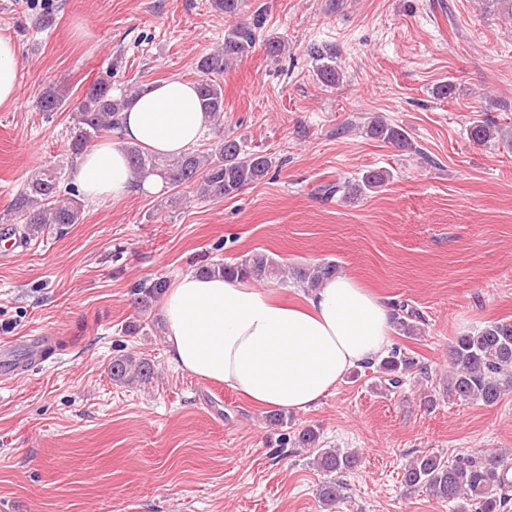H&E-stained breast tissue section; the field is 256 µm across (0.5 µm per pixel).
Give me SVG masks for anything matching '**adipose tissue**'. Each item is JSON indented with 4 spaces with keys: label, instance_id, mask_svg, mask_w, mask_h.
Listing matches in <instances>:
<instances>
[{
    "label": "adipose tissue",
    "instance_id": "1",
    "mask_svg": "<svg viewBox=\"0 0 512 512\" xmlns=\"http://www.w3.org/2000/svg\"><path fill=\"white\" fill-rule=\"evenodd\" d=\"M23 61L0 36V107L17 101ZM208 118L195 83L171 77L144 87L122 113L118 137L77 158L73 182L90 202L161 193L162 178L139 176L125 146L161 157L186 153ZM169 362L203 381L223 383L263 407L307 411L320 404L353 367L375 360L389 336L385 302L348 276L322 282L302 308L237 278L189 272L162 303Z\"/></svg>",
    "mask_w": 512,
    "mask_h": 512
}]
</instances>
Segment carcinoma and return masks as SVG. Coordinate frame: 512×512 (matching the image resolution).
Listing matches in <instances>:
<instances>
[{"label": "carcinoma", "mask_w": 512, "mask_h": 512, "mask_svg": "<svg viewBox=\"0 0 512 512\" xmlns=\"http://www.w3.org/2000/svg\"><path fill=\"white\" fill-rule=\"evenodd\" d=\"M263 19L255 17L250 23H238L224 32L222 48L202 56L197 63L199 80L198 97L202 112L210 121L219 123L224 116V91L216 77L227 71L235 62L255 47ZM310 54L316 62L318 80L326 87H334L343 79L336 65V53L313 46ZM137 85L126 87L120 95L112 93V70L94 81L77 106L70 113L69 150L80 155L94 141L112 132L119 125V114ZM68 93L48 90L41 95L37 106L42 112H56L64 106ZM367 135L402 150L411 148L407 133L388 123L383 117H371ZM470 137L478 144L496 138L509 142L508 133L482 121L470 127ZM133 168L143 177L160 174L172 188H185L201 199L222 200L233 197L248 184L263 180L272 167V158L266 154L248 151L235 138H225L202 152H189L178 157L162 158L149 154L137 146H125ZM391 178L385 169H374L360 178L350 180L337 177L336 181L321 186L327 199L340 195L355 199L368 192H376ZM60 171L44 167L31 175L25 190L16 195L12 213L14 220L23 225L25 234L36 238L53 224L61 230L70 224L80 223L82 205L77 198L62 199L58 193ZM206 275L221 274L242 280L282 284L293 280L302 288H315L323 280L336 275V263L323 261L313 267L288 268L264 252H252L234 263H215L201 267ZM168 288L167 281L155 279L140 283L132 290V302L144 312L162 297ZM419 314L394 317L396 330L413 335L418 326L412 318ZM448 396L460 402L480 401L487 406L498 403L512 393V323L502 320L489 322L480 330L456 337L449 347ZM414 359L393 350L379 364L384 388H397L403 377L415 369ZM152 366L131 355L112 360V378L120 383H133L150 378ZM312 464L328 479L319 490V497L327 507H334L343 499V483L336 478L358 464L354 453L335 448H317ZM507 467L501 454L480 450L460 456L449 462L439 454L418 455L404 468L405 486L424 488L433 496L452 503L453 512H505L509 501V485L503 482Z\"/></svg>", "instance_id": "carcinoma-1"}]
</instances>
